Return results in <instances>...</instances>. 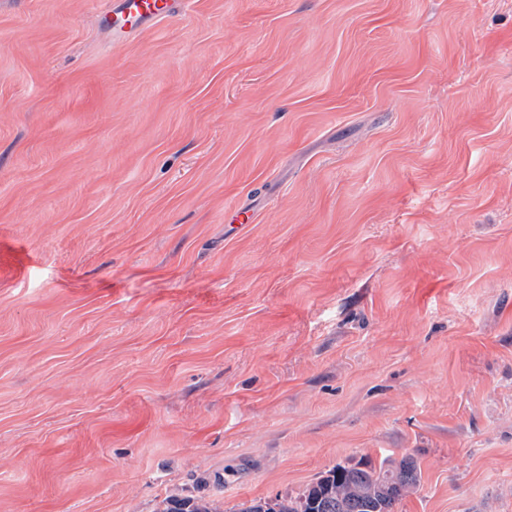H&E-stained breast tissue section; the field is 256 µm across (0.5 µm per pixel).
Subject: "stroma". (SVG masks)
<instances>
[{
  "instance_id": "stroma-1",
  "label": "stroma",
  "mask_w": 512,
  "mask_h": 512,
  "mask_svg": "<svg viewBox=\"0 0 512 512\" xmlns=\"http://www.w3.org/2000/svg\"><path fill=\"white\" fill-rule=\"evenodd\" d=\"M112 2L0 0V512H512V0ZM112 15L120 23L122 39L178 11L181 0H116ZM421 482V469L411 455L382 460L368 458L337 464L296 497L253 499L236 512H397L396 506ZM160 512H223L212 499L206 497L169 496Z\"/></svg>"
}]
</instances>
